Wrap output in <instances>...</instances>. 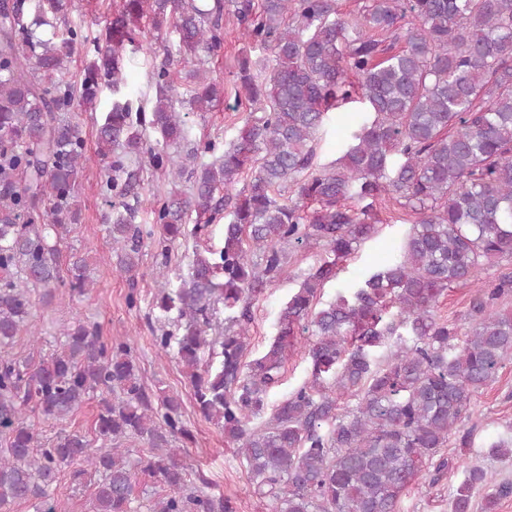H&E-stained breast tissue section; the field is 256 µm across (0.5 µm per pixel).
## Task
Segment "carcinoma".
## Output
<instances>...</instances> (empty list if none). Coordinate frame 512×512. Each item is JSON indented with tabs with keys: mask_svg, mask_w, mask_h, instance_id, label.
<instances>
[{
	"mask_svg": "<svg viewBox=\"0 0 512 512\" xmlns=\"http://www.w3.org/2000/svg\"><path fill=\"white\" fill-rule=\"evenodd\" d=\"M71 6L0 0V508L40 499L43 512H54L49 487L81 461L98 476L93 512H231L223 496L192 486L176 446L189 437L180 403L166 394L152 401L129 343L109 345L79 323L37 363L10 352L32 321L31 291L48 295L63 282L58 242L86 161L78 126L63 113L93 107L105 86L117 94L97 128L98 155L112 159L110 191L130 196L126 161L140 151L145 115L118 96L125 46L142 23L158 30L171 22L198 79L189 102L207 112L224 90L206 76L201 54L221 48L230 10L242 36L270 51L272 68L259 81L243 59L238 79L257 108L222 156L191 172L189 193L171 192L154 209L169 243L200 235L221 214L227 220L223 247L196 254L189 277L159 271L164 329L155 343L182 366L198 411L237 445L269 512H399L412 481L433 471V485L448 469L441 449L451 436L470 448L461 427L474 415L471 399L512 359V316L496 312L512 296V275L484 278L512 259V0H363L349 15L339 0H122L79 82L69 69L78 33L57 26ZM156 76L150 125L162 148L150 163L176 180L185 167L169 149L187 132L174 80L165 68ZM357 101L372 120L334 163L313 168L329 112ZM394 154L402 162L391 170ZM245 169L249 180L234 194ZM290 182L292 205L279 201ZM382 194L419 215L400 254L316 308L338 261L376 233L374 202L364 200ZM109 232L125 271H136L141 229L118 212ZM307 243L323 244L329 257L281 308L269 349L246 360L251 301L284 273L288 247ZM69 273L71 294H85L84 260ZM454 285L473 288L463 333L435 310ZM220 304L224 335L210 340ZM300 328L313 336L310 379L250 425L280 383L287 341ZM95 394L94 438L70 432L41 442L31 416L62 419ZM344 396L354 405L340 413ZM127 438L147 444L149 455L131 461L121 447ZM511 453L512 428L487 449ZM142 475L165 494L140 502ZM484 488L492 489L485 512L512 496V482L471 467L451 494L452 512H471Z\"/></svg>",
	"mask_w": 512,
	"mask_h": 512,
	"instance_id": "obj_1",
	"label": "carcinoma"
}]
</instances>
